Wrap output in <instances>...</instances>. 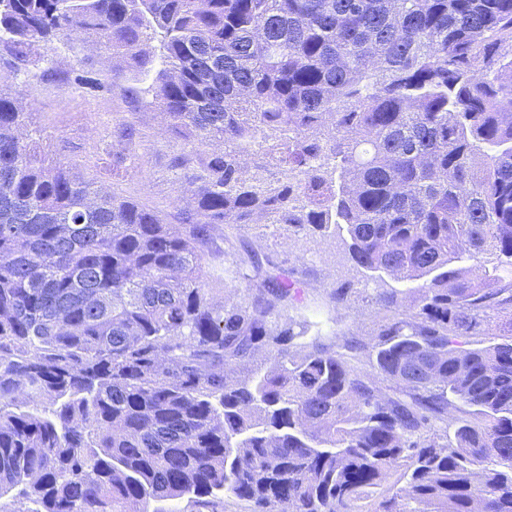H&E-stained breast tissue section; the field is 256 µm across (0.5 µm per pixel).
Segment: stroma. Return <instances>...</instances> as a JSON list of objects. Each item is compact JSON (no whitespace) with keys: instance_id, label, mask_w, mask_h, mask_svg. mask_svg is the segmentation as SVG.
Masks as SVG:
<instances>
[{"instance_id":"35a3bbf8","label":"stroma","mask_w":512,"mask_h":512,"mask_svg":"<svg viewBox=\"0 0 512 512\" xmlns=\"http://www.w3.org/2000/svg\"><path fill=\"white\" fill-rule=\"evenodd\" d=\"M151 82V77L104 64L99 44L87 35L44 46L40 61L25 74H14L8 61L0 60V88L20 93L31 108L29 120L43 130L39 149L47 161H64L86 180L169 219L187 196V181L173 172L172 158L191 151L200 159L213 147H190L182 133L168 128L149 105ZM122 122L135 129L132 144L112 136L113 126ZM118 156L124 159L123 171L115 177L110 169ZM250 248L303 284L301 300L289 310L305 330L294 341L297 352L315 341L329 346L351 337L372 342L385 315L376 297L391 290L413 296L419 287L384 273L368 276L351 262L338 234L244 224L231 232L226 264H235ZM346 282L355 289L350 301L332 303L330 291Z\"/></svg>"}]
</instances>
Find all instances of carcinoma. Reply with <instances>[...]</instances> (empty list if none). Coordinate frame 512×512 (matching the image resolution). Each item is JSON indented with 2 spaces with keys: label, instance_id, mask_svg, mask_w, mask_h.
I'll list each match as a JSON object with an SVG mask.
<instances>
[{
  "label": "carcinoma",
  "instance_id": "cac0c4a2",
  "mask_svg": "<svg viewBox=\"0 0 512 512\" xmlns=\"http://www.w3.org/2000/svg\"><path fill=\"white\" fill-rule=\"evenodd\" d=\"M81 34L160 61L149 105L223 150L168 224L45 163L0 88L9 512H512V0H0L16 72ZM235 224L344 231L356 266L429 281L376 299L372 343L296 354L299 280L251 251L246 296L210 288ZM259 350L272 370L229 377Z\"/></svg>",
  "mask_w": 512,
  "mask_h": 512
}]
</instances>
